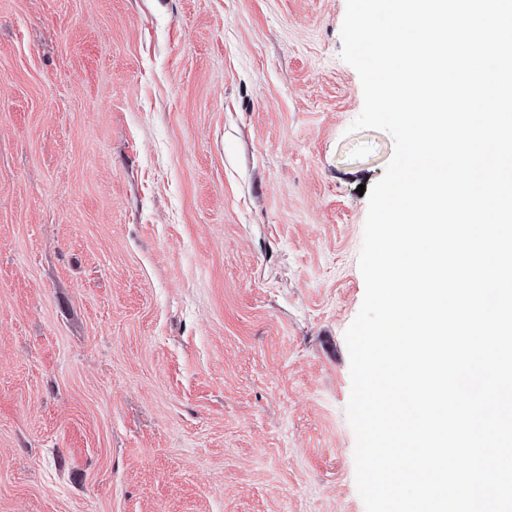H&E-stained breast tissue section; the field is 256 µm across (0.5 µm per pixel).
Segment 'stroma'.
Instances as JSON below:
<instances>
[{"label":"stroma","instance_id":"obj_1","mask_svg":"<svg viewBox=\"0 0 512 512\" xmlns=\"http://www.w3.org/2000/svg\"><path fill=\"white\" fill-rule=\"evenodd\" d=\"M345 10L0 0V512H365Z\"/></svg>","mask_w":512,"mask_h":512}]
</instances>
